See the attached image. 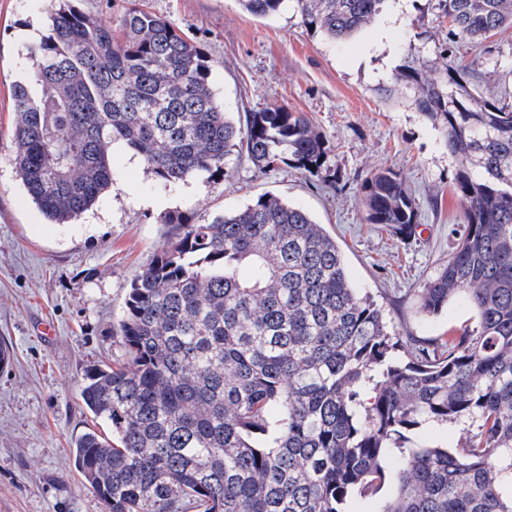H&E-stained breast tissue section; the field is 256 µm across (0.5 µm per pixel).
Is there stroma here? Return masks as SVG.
Listing matches in <instances>:
<instances>
[{"label": "stroma", "instance_id": "stroma-1", "mask_svg": "<svg viewBox=\"0 0 512 512\" xmlns=\"http://www.w3.org/2000/svg\"><path fill=\"white\" fill-rule=\"evenodd\" d=\"M146 2L200 44L235 115L273 104L304 113L331 146L329 167L315 177L286 167L261 175L237 160L219 178H192L170 193L148 187L138 158L118 147L111 194L77 223H48L16 175L8 135L22 35L45 16L37 0H0V342L12 352L0 370V512H101L71 454L72 440L92 423L79 391L87 366L124 356L112 323L140 266L176 235L158 221L165 212L193 221L276 193L323 224L351 281L383 304L402 335L458 337L473 322L461 299L433 317L417 311L420 288L463 231L456 160L418 112L375 92L393 80L405 46L430 56L445 42L448 25L432 0H404L335 47L293 14L259 18L237 0ZM487 44L484 51L459 45L456 64L477 84L512 91V28ZM378 168L398 172L418 203L414 236L366 223L362 184ZM45 322L53 336L41 334Z\"/></svg>", "mask_w": 512, "mask_h": 512}]
</instances>
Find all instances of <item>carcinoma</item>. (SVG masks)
I'll list each match as a JSON object with an SVG mask.
<instances>
[{"mask_svg": "<svg viewBox=\"0 0 512 512\" xmlns=\"http://www.w3.org/2000/svg\"><path fill=\"white\" fill-rule=\"evenodd\" d=\"M47 29L12 85L10 140L21 185L52 224L112 190L121 145L152 183L227 173L245 153L265 174L315 176L329 141L273 105L234 120L201 46L126 0L112 23L75 0H44ZM268 18L292 9L329 43L374 24L389 0H238ZM448 38L401 54L391 84L457 160L464 229L417 294L435 315L459 296L463 336H399L348 278L336 241L305 209L266 192L188 223L133 279L112 335L124 358L93 364L80 398L95 426L72 443L102 512H512V103L452 60L460 41L512 27V0H435ZM365 219L410 236L420 213L401 176L364 180ZM470 426L454 450L420 441Z\"/></svg>", "mask_w": 512, "mask_h": 512, "instance_id": "cac0c4a2", "label": "carcinoma"}]
</instances>
